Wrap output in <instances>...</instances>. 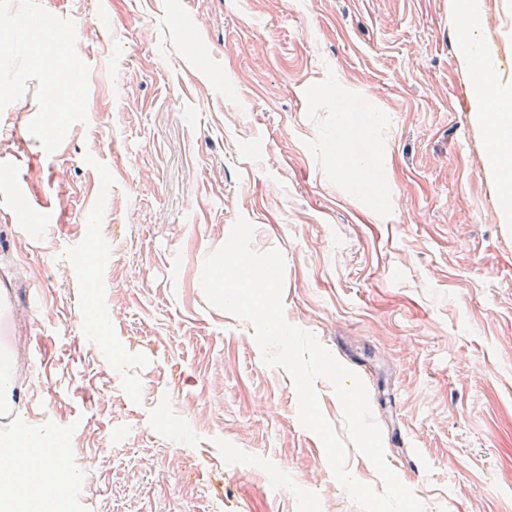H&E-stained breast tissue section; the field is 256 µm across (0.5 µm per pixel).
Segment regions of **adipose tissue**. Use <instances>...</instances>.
<instances>
[{
  "instance_id": "obj_1",
  "label": "adipose tissue",
  "mask_w": 512,
  "mask_h": 512,
  "mask_svg": "<svg viewBox=\"0 0 512 512\" xmlns=\"http://www.w3.org/2000/svg\"><path fill=\"white\" fill-rule=\"evenodd\" d=\"M454 10L459 29L458 59L480 77L476 119L497 130L488 152V171L499 185L503 216L512 221V84L501 81L479 37L482 16L478 0H455ZM19 444L31 449L33 456L25 470L0 462V512H30L34 506L40 512H60L64 488L74 475L59 469V456L51 451L54 438L37 426L29 427L20 443L0 433L1 447L12 449Z\"/></svg>"
}]
</instances>
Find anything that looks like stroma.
Segmentation results:
<instances>
[{"instance_id": "35a3bbf8", "label": "stroma", "mask_w": 512, "mask_h": 512, "mask_svg": "<svg viewBox=\"0 0 512 512\" xmlns=\"http://www.w3.org/2000/svg\"><path fill=\"white\" fill-rule=\"evenodd\" d=\"M512 83V0H479ZM0 353L13 424L80 473L66 512H361L248 322L207 307L238 218L285 264V320L365 359L385 459L425 512H512V223L452 0H0ZM73 36L50 129L32 49ZM338 85L342 99L326 96ZM368 155L336 170L330 143ZM372 128V140L362 132ZM103 251L89 305L73 245ZM36 300H29V292ZM98 318L124 360L85 332ZM416 470L403 468L405 455Z\"/></svg>"}]
</instances>
